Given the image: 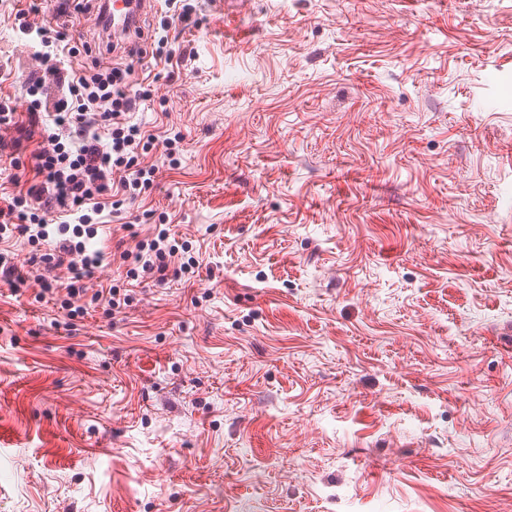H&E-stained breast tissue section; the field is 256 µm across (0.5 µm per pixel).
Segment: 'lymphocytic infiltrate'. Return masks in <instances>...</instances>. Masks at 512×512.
Wrapping results in <instances>:
<instances>
[{"label": "lymphocytic infiltrate", "instance_id": "obj_1", "mask_svg": "<svg viewBox=\"0 0 512 512\" xmlns=\"http://www.w3.org/2000/svg\"><path fill=\"white\" fill-rule=\"evenodd\" d=\"M37 0L17 10L20 29L35 30L42 58L61 86L51 95L41 82L30 83L25 112H18L10 96L0 95V127L38 131L40 140L27 158L11 157L9 164L30 173L17 190L0 196V244L13 238L27 240L29 265L54 270V279L39 278L42 293L65 289L60 306L77 316L99 305L117 310L131 297L118 286L94 291L82 288L106 261L102 252L88 250L105 222L123 202L134 201L152 185L158 168L143 154L161 143L170 163L182 152L181 136L156 141L153 133L131 114L147 101L149 90L134 88L132 70L123 63L110 65L94 58L91 48H79L63 26L45 20L33 25ZM127 276L133 280L164 281L168 273L185 274L198 268V259L169 241L165 227H157L150 242L139 244Z\"/></svg>", "mask_w": 512, "mask_h": 512}]
</instances>
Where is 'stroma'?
<instances>
[{"mask_svg": "<svg viewBox=\"0 0 512 512\" xmlns=\"http://www.w3.org/2000/svg\"><path fill=\"white\" fill-rule=\"evenodd\" d=\"M134 115L200 266L0 286V512H512V0H187ZM0 0V92L45 73ZM439 447H428L431 437Z\"/></svg>", "mask_w": 512, "mask_h": 512, "instance_id": "1", "label": "stroma"}]
</instances>
